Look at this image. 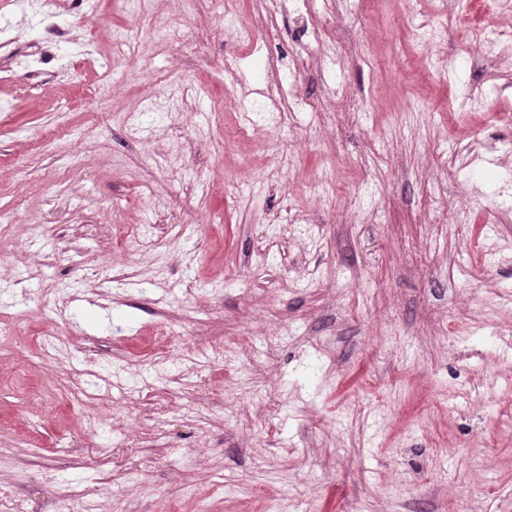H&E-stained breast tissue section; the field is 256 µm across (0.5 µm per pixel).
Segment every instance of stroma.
<instances>
[{"label":"stroma","instance_id":"1","mask_svg":"<svg viewBox=\"0 0 512 512\" xmlns=\"http://www.w3.org/2000/svg\"><path fill=\"white\" fill-rule=\"evenodd\" d=\"M175 25L207 53L170 45ZM7 38L22 63L0 68V319L27 317L0 347V483L28 512H52L65 485L117 499L135 477L140 512H512V125L487 114L512 98L493 64L452 33L447 73L416 65L414 33L368 9L349 35L367 53L294 85L367 97L332 140L316 113L283 126L263 108V62L288 38H227L197 0H59L42 23L0 0ZM230 54L247 126L214 109ZM228 134L256 169L227 196L199 178L223 182ZM281 139L301 151L289 172L267 160ZM473 139L481 157L430 186L452 212L478 198L474 214L425 223L420 147ZM335 149L330 208L317 176ZM292 208L310 219L290 231ZM128 225L154 247L118 249ZM194 302L206 310L189 336ZM54 331L69 361L40 367ZM244 335L232 378L199 352ZM73 370L93 396L120 376L135 397L124 424L87 431L91 406L64 389Z\"/></svg>","mask_w":512,"mask_h":512}]
</instances>
